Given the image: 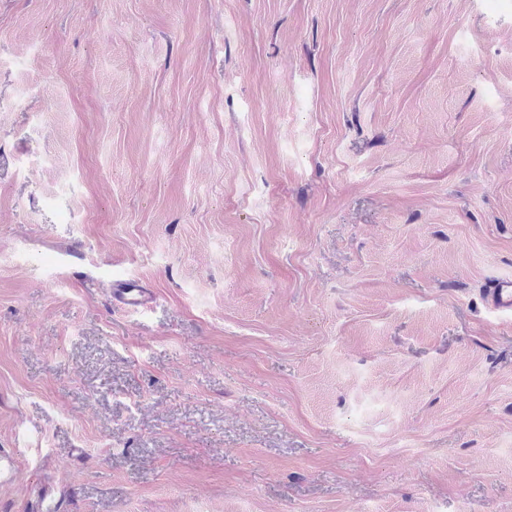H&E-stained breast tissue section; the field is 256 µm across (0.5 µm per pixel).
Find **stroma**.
Wrapping results in <instances>:
<instances>
[{
	"label": "stroma",
	"instance_id": "obj_1",
	"mask_svg": "<svg viewBox=\"0 0 512 512\" xmlns=\"http://www.w3.org/2000/svg\"><path fill=\"white\" fill-rule=\"evenodd\" d=\"M501 276L512 0H0V512H512ZM484 295L490 309L498 312H512V278L491 279L484 288ZM154 295L136 279L112 282V303L122 310H145L151 307Z\"/></svg>",
	"mask_w": 512,
	"mask_h": 512
}]
</instances>
